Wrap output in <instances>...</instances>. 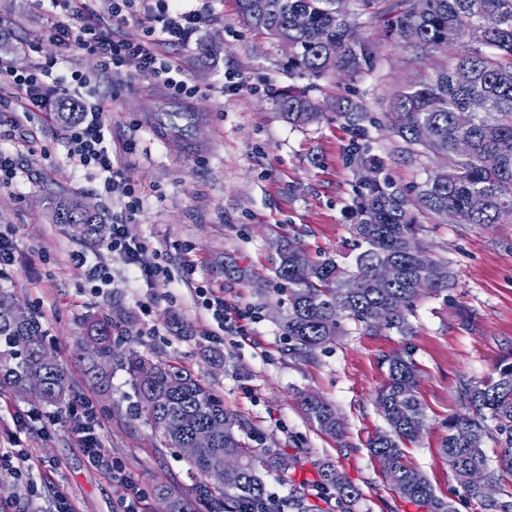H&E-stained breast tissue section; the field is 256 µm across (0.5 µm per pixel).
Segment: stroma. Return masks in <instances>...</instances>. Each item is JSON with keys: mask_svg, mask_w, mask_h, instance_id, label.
<instances>
[{"mask_svg": "<svg viewBox=\"0 0 512 512\" xmlns=\"http://www.w3.org/2000/svg\"><path fill=\"white\" fill-rule=\"evenodd\" d=\"M397 2L374 0L368 7L363 0H344L342 8L366 43L372 67L309 83L323 115L294 126L281 118L269 95L273 88L307 84L289 74L288 51L248 30L233 0H184L183 10L200 11L201 18L188 47L173 55L184 80L200 93L186 103L199 116L190 132L198 151L181 156L144 120L145 113L168 107L170 93L161 81L123 69L106 74L96 57L67 55L47 39L45 13L29 0H0V56L18 70L38 56L57 58V71L89 75L90 92L107 100V136L113 149L128 148L125 176L145 199L127 232L158 253L168 271L151 286L128 287L125 268L113 261L105 239H83L52 223L53 195L83 199L107 225L121 220V207L92 171L67 158L64 123L35 112L15 126L10 113L0 114V144L20 149L17 178L0 186V234L16 250L15 264L0 276V289L40 321L76 401H89L93 408L91 423L102 453L135 480L130 486L93 467L69 423L51 422L37 400L2 393L0 449L15 450L26 461L18 468L0 467V512H56L61 492L74 512H118L134 487L143 496L144 512H161V486L193 500L196 512H208L197 496L200 475L159 430L134 416L126 372L113 369L105 391L90 381L77 341L83 318L102 314L112 318L125 347L182 363L223 397L243 423L250 447L300 457L289 480L275 472L266 476L269 494L284 500L295 490L314 491L318 465L329 461L361 492L354 512H429L425 504L394 492L367 448L386 427L375 403L387 380L385 358L410 349L427 418L405 459L455 512H480L465 498L440 448L449 418L461 410L460 381L487 377L512 353V224L479 226L421 215V244L454 278L447 294L416 303L413 336L367 330L346 319L335 341L298 358L289 355L281 326L286 307L272 263L278 242L332 257L344 269L358 253L352 232L355 155L378 158L382 176L403 190L423 183L443 164L434 156H410L386 125L405 86L453 61L451 48L420 49L396 41L386 18ZM229 74L242 78L245 90L226 89ZM347 100L370 117L364 136H355L336 110ZM96 262L112 279L100 294L91 293L87 283L88 266ZM186 274L192 286L182 285ZM198 285L215 289L226 304L244 311L245 319L221 326L201 306ZM303 392L335 406L344 421L342 438L310 423L299 401Z\"/></svg>", "mask_w": 512, "mask_h": 512, "instance_id": "1", "label": "stroma"}]
</instances>
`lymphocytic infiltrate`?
I'll return each mask as SVG.
<instances>
[{
    "mask_svg": "<svg viewBox=\"0 0 512 512\" xmlns=\"http://www.w3.org/2000/svg\"><path fill=\"white\" fill-rule=\"evenodd\" d=\"M158 4L152 25L145 28L144 39L135 43L115 37L92 16L76 26L54 21L48 28L49 36L68 52L96 56L102 69L124 68L145 78H159L173 95L193 98L197 88L183 80L180 66L164 49L188 45L199 17L191 11H180L173 0H158ZM55 66L54 60L47 59L20 72L0 60V84H9L16 90L15 96L0 97V112L24 117L32 112L57 113L66 104L75 109L77 119L64 130L69 155L102 176L105 192L119 194L126 221L133 220L142 210L143 200L123 178L122 159L113 153L106 138L107 103L81 97L83 74L76 71L67 76L58 74ZM106 248L127 266L134 281L147 284L164 273L156 256L149 254L144 244L127 237L124 224L113 225Z\"/></svg>",
    "mask_w": 512,
    "mask_h": 512,
    "instance_id": "1",
    "label": "lymphocytic infiltrate"
}]
</instances>
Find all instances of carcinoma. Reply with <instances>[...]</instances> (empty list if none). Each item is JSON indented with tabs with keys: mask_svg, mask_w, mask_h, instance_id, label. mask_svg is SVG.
I'll list each match as a JSON object with an SVG mask.
<instances>
[{
	"mask_svg": "<svg viewBox=\"0 0 512 512\" xmlns=\"http://www.w3.org/2000/svg\"><path fill=\"white\" fill-rule=\"evenodd\" d=\"M242 24L274 40L286 37L295 44L292 64L302 76L319 79L341 71L359 72L371 56L336 9V0H236ZM404 10L388 19V27L403 42L422 49L457 43L469 32L481 33L487 51L463 49L454 62L421 84L408 85L388 113L389 129L416 156L446 153L451 163L434 170L418 187L419 206L444 215L455 211L464 224L512 223V0H401ZM309 18V28L296 29L294 13ZM321 31L322 41L314 39ZM272 100L280 116L294 125L320 117L318 103L306 87L275 90ZM341 114L359 133L366 113L352 102ZM426 125L431 140L420 144L415 130ZM471 145L464 159L454 157L458 140ZM57 224H82L88 234L102 224L96 210L77 199L53 201ZM421 224L410 200L391 184L373 181L361 186L354 210L353 231L365 245L354 268L343 270L330 257L314 259L285 241L273 260L279 289L287 294L283 329L288 352L307 357L323 349L341 332L340 319L350 318L367 328L394 330L412 335L408 316L413 303L425 293L439 295L450 280L436 282L424 269L421 256L408 244L421 248ZM391 262L399 274L391 283L374 278L378 264ZM0 300L14 305L0 315V391L27 394L28 382L39 379V402L58 411L72 405V390L63 367L45 341L40 323L12 294L0 291ZM387 305V323L373 319L374 310ZM82 349L87 353L91 378L108 386L112 366L124 369L137 398L135 414L161 430L171 448H185L194 433L212 430L209 443L189 457L202 476L233 458L224 470V486L198 487L213 512H281L266 492L262 472L275 470L285 476L298 464L293 456L259 454L240 437L242 423L224 408V399L182 365L155 361L137 353L120 356L112 336V318L88 317L83 323ZM388 383L377 395V405L387 430L369 443L371 454L389 474L394 490L403 498L423 502L431 512H455L453 505L436 495L427 478L404 459L403 447L417 440L426 421L418 386V368L409 349L388 356ZM462 413L448 420V437L441 453L465 497L477 502L481 512H512V492L500 490L496 499L467 481L482 469L496 483L512 475V355L503 357L486 379L460 383ZM301 404L307 419L322 433L339 438L343 422L336 409L323 399L304 395ZM491 440L500 453L490 458L484 450ZM319 491L324 501L336 500L339 512H353L360 492L331 462L319 466ZM163 512H191L189 502L174 498L161 488Z\"/></svg>",
	"mask_w": 512,
	"mask_h": 512,
	"instance_id": "carcinoma-1",
	"label": "carcinoma"
}]
</instances>
